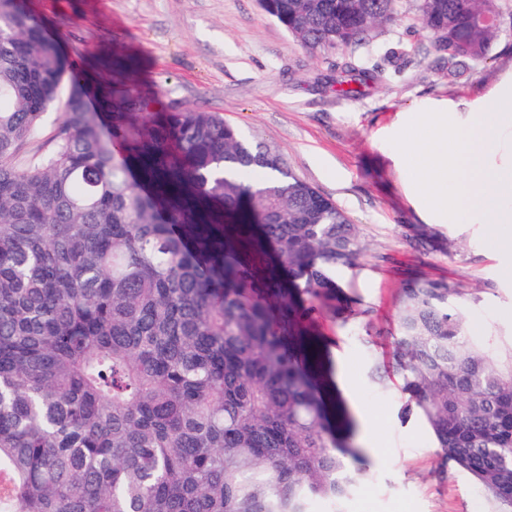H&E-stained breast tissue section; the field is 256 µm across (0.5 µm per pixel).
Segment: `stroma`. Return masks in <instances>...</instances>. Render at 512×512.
<instances>
[{"label":"stroma","instance_id":"stroma-1","mask_svg":"<svg viewBox=\"0 0 512 512\" xmlns=\"http://www.w3.org/2000/svg\"><path fill=\"white\" fill-rule=\"evenodd\" d=\"M59 36L87 81L108 76L125 58L144 96L167 108L220 113L255 144L278 149L297 177L335 201L368 250L340 276L355 301L370 306L368 327L324 321L336 366L349 369L353 412L375 417L377 452L360 462L365 480L345 512H492L479 486L443 464L418 421H401V381L378 390L366 377L369 356L387 362L397 333L402 288L429 278L461 288L475 335H512V261L489 242L488 224L427 225L410 201L394 137L405 118L444 101L460 116L482 112L512 81V26L503 25L489 59L466 81H452L436 52L394 63L408 41L405 25L383 28L367 46L311 57L258 0H27ZM380 66L386 81L355 96L338 92L346 59ZM373 348L360 342L363 332Z\"/></svg>","mask_w":512,"mask_h":512}]
</instances>
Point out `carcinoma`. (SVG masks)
Masks as SVG:
<instances>
[{"mask_svg":"<svg viewBox=\"0 0 512 512\" xmlns=\"http://www.w3.org/2000/svg\"><path fill=\"white\" fill-rule=\"evenodd\" d=\"M261 6L313 57L403 21L399 0ZM416 10L390 57L428 45L464 80L499 36L479 19L512 0ZM77 66L26 0H0V512H338L363 447L320 327L370 316L337 282L365 253L357 227L219 114L92 89ZM343 74L348 95L384 80ZM463 308L460 288L409 283L395 362L367 375L401 378V419L512 512V337L471 340Z\"/></svg>","mask_w":512,"mask_h":512,"instance_id":"1","label":"carcinoma"}]
</instances>
